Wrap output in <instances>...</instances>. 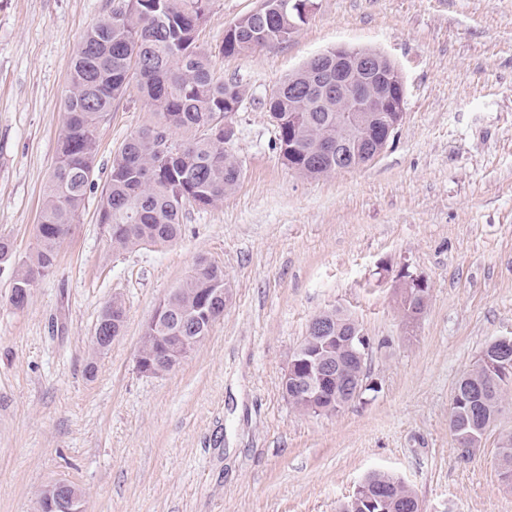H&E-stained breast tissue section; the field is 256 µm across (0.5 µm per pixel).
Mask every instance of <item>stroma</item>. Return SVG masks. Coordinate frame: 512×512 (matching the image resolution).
<instances>
[{
  "instance_id": "1",
  "label": "stroma",
  "mask_w": 512,
  "mask_h": 512,
  "mask_svg": "<svg viewBox=\"0 0 512 512\" xmlns=\"http://www.w3.org/2000/svg\"><path fill=\"white\" fill-rule=\"evenodd\" d=\"M260 4L213 0L198 34L217 74L248 89L231 119L236 190L187 210L172 244L113 251L101 187L155 120L130 91L99 127L95 184L24 308L0 270V512H36L59 480L84 512H339L375 470L422 512H512L497 464L512 404L469 452L448 424L458 380L512 336V0H315L287 41L222 55L225 28ZM105 5L0 0V235L17 259L36 245L72 59ZM338 46L395 63L405 117L372 162L306 178L284 165L262 102ZM202 257L229 284L223 317L179 367L141 373L147 323ZM408 272L428 282L413 319L399 307ZM115 299L122 333L92 355ZM331 310L368 337L372 389L303 415L283 394L288 356Z\"/></svg>"
}]
</instances>
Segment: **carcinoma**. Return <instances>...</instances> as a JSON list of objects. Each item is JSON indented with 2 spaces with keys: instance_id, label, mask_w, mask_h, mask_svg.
Instances as JSON below:
<instances>
[{
  "instance_id": "obj_1",
  "label": "carcinoma",
  "mask_w": 512,
  "mask_h": 512,
  "mask_svg": "<svg viewBox=\"0 0 512 512\" xmlns=\"http://www.w3.org/2000/svg\"><path fill=\"white\" fill-rule=\"evenodd\" d=\"M130 2L106 0L102 15L84 33L72 61L59 156L43 194L35 251L18 261L11 244L0 237V268L11 270L12 293L20 304L26 299L22 291L32 280L53 271L60 244L78 222L95 178L100 123L131 83H136L158 121L121 145L102 187L97 221L105 228L112 250L173 243L181 233L186 206L216 204L237 188L243 176L241 162L224 147V119L240 110L247 91L236 81L216 76L212 55L195 42L196 32L210 18L213 0H144L139 9L129 7ZM295 2L265 0L262 10L241 17L224 37L222 54L233 56L288 40V21L299 22L292 8ZM305 105V94L293 91L287 79L263 102L276 121L283 163L310 178L359 166L353 151L339 161L336 152L322 150L325 142L340 140L352 146L357 139L356 129L334 112L304 113L301 139L292 141L288 112ZM177 132L184 139L174 140ZM197 266L200 272L163 299L141 338L140 358L152 362L158 373L173 370L159 361L169 344L167 337L196 336L201 342L209 335V318L224 312L227 296L217 293L227 288L224 271L204 258ZM426 294V288L403 289L404 315L418 304L416 296ZM124 321L122 302L114 300L103 309L98 320L103 339L92 343L94 353L108 351L107 337L118 335L116 328L123 327ZM321 323L323 331L308 334L290 358L304 362L317 354L350 361V353L334 337L361 332L358 324L337 310L324 313ZM491 369L479 359L457 382L453 397L465 405L450 410L456 435L481 436L512 392V367L496 370L495 382L489 380ZM308 378L309 374H302L298 391L288 390V401L296 410L332 414L337 405L348 403L339 396L343 382L332 383L336 393L321 396ZM500 457L501 479L511 486L512 434L501 439ZM364 487L384 496L385 504L377 512H405L407 505L417 501L403 481L386 473L371 474Z\"/></svg>"
}]
</instances>
